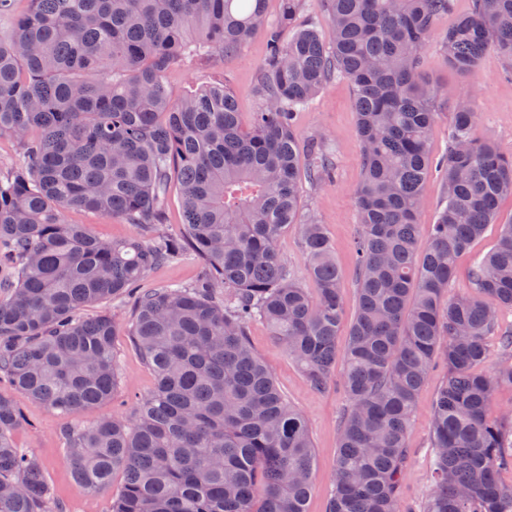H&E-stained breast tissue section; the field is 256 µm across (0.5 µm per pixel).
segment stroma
<instances>
[{
    "instance_id": "obj_1",
    "label": "stroma",
    "mask_w": 512,
    "mask_h": 512,
    "mask_svg": "<svg viewBox=\"0 0 512 512\" xmlns=\"http://www.w3.org/2000/svg\"><path fill=\"white\" fill-rule=\"evenodd\" d=\"M473 5L474 0H453L451 13L435 20L434 44L423 55V74L442 89L437 117L430 129V150L437 156L448 146V125L457 101L463 98L469 100L478 114L476 136L494 142L503 153L512 154V78L504 74L502 57L496 51H487L472 73L460 75L449 69L445 56L436 45L456 17L469 13ZM267 56L266 39L259 36L232 58L202 60L169 72L166 84L173 97L178 98L212 82H225L236 97L242 122L246 123L261 103L260 76ZM353 98L350 81L336 77L295 115V128L301 140L324 141L336 154L334 182L319 187L306 186L302 206L305 212L316 215L326 226L336 262L347 280L343 299L344 319L348 322L352 321L357 306V293L352 283L356 262L353 240L359 222L355 190L362 177ZM65 219L71 224L86 225L94 236L106 240L127 238L137 233L134 225L80 209L68 210ZM511 222L512 196H506L499 202L496 223L489 225L482 238L457 256L455 276L446 292L447 297L472 294L471 270L475 261L494 247L500 225ZM249 339L272 372L280 391L307 420L315 450L314 488L307 509L308 512H326L345 397L335 387L322 393L312 391L295 361L281 344L273 340L264 323L251 325ZM115 350L121 378L117 398L82 412L77 415V422L86 424L112 415L130 416L136 398L154 389L155 377L132 347L127 331H119ZM444 379L443 365H435L416 400L408 437L410 456L401 487L402 500L413 512H419L433 488L429 432L435 395ZM17 402L27 423L16 430L14 439L18 447L32 449L41 458L61 512H110L112 500L122 487V475L114 474L111 487L96 492L74 484L61 435L67 424L66 418L22 395L18 396Z\"/></svg>"
}]
</instances>
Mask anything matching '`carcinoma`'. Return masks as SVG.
Returning a JSON list of instances; mask_svg holds the SVG:
<instances>
[{
  "instance_id": "1",
  "label": "carcinoma",
  "mask_w": 512,
  "mask_h": 512,
  "mask_svg": "<svg viewBox=\"0 0 512 512\" xmlns=\"http://www.w3.org/2000/svg\"><path fill=\"white\" fill-rule=\"evenodd\" d=\"M16 2L0 0L12 23L0 38V137L20 151L0 170V261L13 265L0 280V378L67 416L112 400L121 323L80 312L131 298L128 334L156 379L129 418L63 431L73 481L99 491L121 472L111 512H307L315 451L305 416L250 343L260 320L312 390L330 388L342 362L327 512H406L408 432L439 360L435 483L422 512H512V483L500 479L512 469V416L488 417L497 389L512 386V328L481 299L512 308V223L475 263V293L442 303L456 257L512 195V157L475 136L476 112L455 109L448 149L430 152L440 90L420 61L453 0H323L320 31L301 19L302 0H283L276 21L266 0H28L21 14ZM258 34L269 52L249 127L225 84L172 97L167 72L228 58ZM441 47L460 75L489 47L512 68V0H475ZM337 75L354 87L363 169L347 327L325 225L301 211L303 184L331 181L334 165L294 127ZM432 171L444 202L424 244L418 213ZM173 187L179 236L163 230ZM69 209L138 234L99 240L65 221ZM294 226L314 297L277 248ZM188 254L201 262L194 283L139 291ZM493 335L503 360L478 372ZM13 393L0 391V512H59L41 460L14 443L25 418Z\"/></svg>"
}]
</instances>
